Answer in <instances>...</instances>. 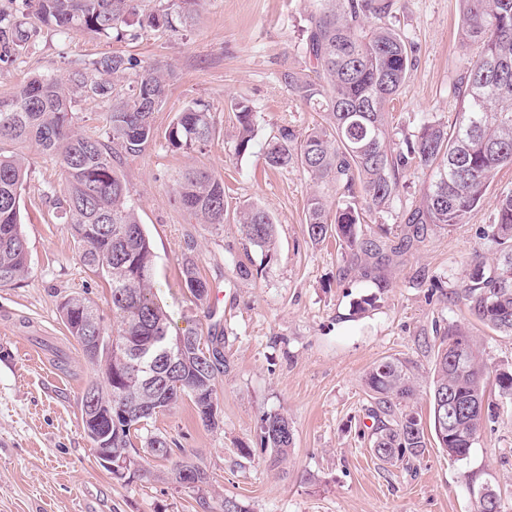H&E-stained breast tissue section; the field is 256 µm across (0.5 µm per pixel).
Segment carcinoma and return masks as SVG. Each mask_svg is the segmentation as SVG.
I'll list each match as a JSON object with an SVG mask.
<instances>
[{
  "mask_svg": "<svg viewBox=\"0 0 512 512\" xmlns=\"http://www.w3.org/2000/svg\"><path fill=\"white\" fill-rule=\"evenodd\" d=\"M199 0H178L139 17L140 0H23L21 14L0 9V69H8L18 57L36 48L41 27L61 35L89 31L105 38L135 40L148 28L188 24ZM459 36L476 46L467 60L468 77L458 89L459 111L455 121L427 122L414 142L401 148L393 140L386 105L398 96L410 76L411 60L401 35L381 22L370 28L364 19H383L391 8L388 0H322L310 15L306 53L315 77L285 74L294 94L313 102L322 111V122L304 136L286 126L267 142L264 162L272 168L297 167L318 184L331 183L348 196L360 190L365 207L380 211L391 207L400 187V174L415 166L429 173L430 183L420 204L403 214L407 228L396 244L365 237L363 213L350 202L327 209L321 193L307 202L306 231L314 243L333 238L356 266L376 267L400 254L412 242H421L431 226L451 229L468 222L487 202L498 173L512 168V0H460ZM134 73L132 94L115 93L109 78ZM171 68L136 69L132 59L113 53L73 72L68 82L38 76L12 94L0 97V143L30 145L56 160L65 174L57 202L60 218L71 226L81 264L103 278L111 292L112 336L124 348H101L89 362L101 376L85 392L97 396L101 421L82 419L89 437L110 432L112 457L128 463L130 478L149 479L142 465L141 449L172 451L165 436L145 435L139 425L138 404L146 396L167 410L179 400H191L200 419L219 427L213 408L216 378L224 374L225 336L209 332L204 339L208 357L182 349L181 334L171 331L166 310L153 292L154 252L129 190L121 175L122 165L139 156L154 137L153 115L164 104ZM78 95L112 100L105 135L87 134L74 123L73 103ZM239 123L235 154H245L254 134L253 107L234 104ZM215 133L212 113L194 102L188 105L166 132L176 150L205 145ZM28 170L20 154L0 153V287L17 283L29 273V250L21 230L20 202ZM175 198L199 224L224 225V182L204 169L182 172L175 180ZM238 223L248 242L265 255L276 250L275 224L257 206L244 209ZM486 237L494 244L496 263L474 256L470 273L455 298L487 328L512 335V191L493 203V220ZM184 288L200 304H206L210 286L198 271V258L188 252L182 258ZM105 318L91 301L71 295L59 305L60 317L73 337L84 335L80 309ZM171 352L178 362L174 372L181 384L166 381L168 367L161 362L149 367L158 354ZM414 366L409 360L387 359L366 374L371 393L370 415L377 422L372 433V452L385 462L411 463L424 457L435 444L456 459L466 458L488 410L489 385L502 398L512 400V370L490 376L469 333L448 328L437 350L432 374L431 424L425 429L410 406L414 396ZM260 447L272 463L283 461L294 443L288 417L270 414L259 425ZM190 472L192 490H204L210 474L192 464L173 471ZM494 489L478 499L477 512H503Z\"/></svg>",
  "mask_w": 512,
  "mask_h": 512,
  "instance_id": "obj_1",
  "label": "carcinoma"
}]
</instances>
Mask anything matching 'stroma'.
<instances>
[{
    "label": "stroma",
    "mask_w": 512,
    "mask_h": 512,
    "mask_svg": "<svg viewBox=\"0 0 512 512\" xmlns=\"http://www.w3.org/2000/svg\"><path fill=\"white\" fill-rule=\"evenodd\" d=\"M316 0H201L191 26L149 30L115 41L90 32L61 37L41 29L34 50L0 73V97L31 77L67 79L105 54L142 66L173 69L167 99L154 115L155 135L122 168L155 254L154 293L173 323L207 334L224 330L227 367L216 382L219 429L204 425L189 399L156 416L149 431L174 443L170 457L145 455L149 480L117 478L96 458L81 420V397L96 372L62 323L58 305L81 293L109 313L104 279L79 261L69 225L58 217L50 189L64 176L49 157L26 153L29 176L20 219L30 270L0 288V512H221L225 497L248 512H475L488 486L512 512V402L496 399L493 419L480 427L462 460L430 448L412 466L379 460L371 450L373 418L367 371L384 359L412 361L413 408L430 416L436 333L469 328L488 370L512 367V335L478 324L454 292L467 279L473 254L494 259L479 235L491 206L452 231L429 230L425 240L361 276L335 240L314 245L306 233L307 200L322 191L335 207V186L317 188L298 168L273 169L262 158L281 126L305 134L320 118L300 101L285 73H310L305 53ZM459 0H392L386 21L412 50L411 77L392 104L394 139H414L428 121L450 122L467 52L458 41ZM256 112L250 152L234 153L238 100ZM208 104L216 133L203 147L172 150L165 133L186 104ZM191 167L224 182V226L195 219L173 194L177 175ZM428 182L417 167L403 170L400 197L365 213V234H405L403 214L418 204ZM250 205L272 215L278 249L266 258L236 222ZM199 258L210 284L200 306L182 284L186 249ZM252 275L239 278L236 264ZM288 417L294 445L279 465L260 449L259 424ZM189 461L211 483L197 492L171 473Z\"/></svg>",
    "instance_id": "stroma-1"
}]
</instances>
